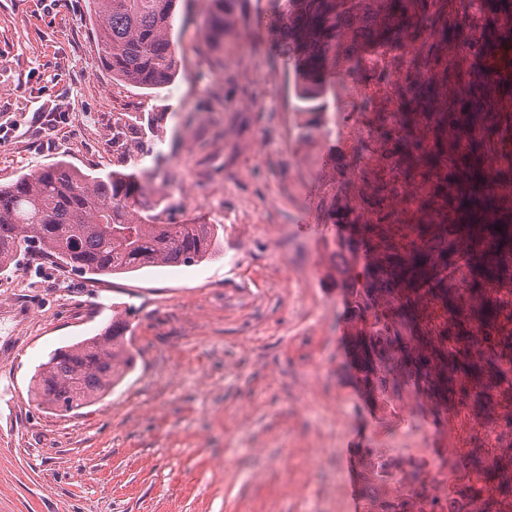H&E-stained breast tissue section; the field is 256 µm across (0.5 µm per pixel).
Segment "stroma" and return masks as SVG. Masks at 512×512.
I'll use <instances>...</instances> for the list:
<instances>
[{
	"instance_id": "1",
	"label": "stroma",
	"mask_w": 512,
	"mask_h": 512,
	"mask_svg": "<svg viewBox=\"0 0 512 512\" xmlns=\"http://www.w3.org/2000/svg\"><path fill=\"white\" fill-rule=\"evenodd\" d=\"M88 3L0 0V186L59 160L91 174L153 166L171 222L223 225L224 240L189 266L80 276L33 252L0 272V512H345L336 489L360 475L346 458L365 451L390 457L392 497L428 483L429 462L463 480L459 458L483 445L486 407L456 416L458 453L444 455L420 436L437 404L411 388L372 402L338 345L355 334L346 296L358 274L330 205L372 225L375 247L424 225L451 230L452 264L476 233L453 208L424 207L435 178L396 172L383 148L356 157L353 128L374 130L396 103V61L383 79H336L323 114L297 112L290 128L297 77L270 0H240L220 53L200 30L208 0H179V71L157 90L97 65ZM443 55L433 110L450 118L482 74L474 51ZM509 100L488 90L462 137L493 171L480 193L512 220V167L488 121ZM333 122L345 135L328 134ZM116 315L130 323L126 379L73 413L39 407L38 366Z\"/></svg>"
}]
</instances>
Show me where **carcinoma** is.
<instances>
[{
  "instance_id": "obj_1",
  "label": "carcinoma",
  "mask_w": 512,
  "mask_h": 512,
  "mask_svg": "<svg viewBox=\"0 0 512 512\" xmlns=\"http://www.w3.org/2000/svg\"><path fill=\"white\" fill-rule=\"evenodd\" d=\"M178 0H91L96 19L99 62L112 77L146 90L170 83L179 66L171 26ZM238 0H209L201 25L205 43L224 46V35L235 24ZM446 0H280L276 37L304 78L296 97L323 109V72L339 68L353 76L367 53L374 62L381 51H401L402 75L397 92L409 102L430 100L433 88L422 70L439 64L435 51L457 39L460 26L448 23ZM435 18L434 39L428 52L404 55L412 35ZM483 87L471 82L460 101L456 125L464 128L478 106ZM407 139L403 109L385 114L380 129L359 148L395 146ZM448 143L436 142L419 151L437 166ZM154 168L112 170L95 176L65 161L23 175L0 187V270L18 253L36 244L55 262L74 272L116 275L147 266L189 265L220 251L222 224H169L166 198L158 194ZM448 242L426 249L411 241L391 245L361 273L363 288L352 310L362 324L353 345L354 364L370 390L381 395L412 385L431 395L461 403L489 393L499 414L512 425V342L494 336L501 321L512 322V300L482 301L480 335L466 345L448 336L446 312L432 328L433 335L417 336L423 310L438 297L448 302ZM129 322L114 316L98 336L55 350L40 365L33 382L39 405L71 412L108 394L133 363L125 344ZM467 482L448 493V512H512V455L476 448L463 459ZM375 464L362 472L369 512H417L414 493L394 501L378 497Z\"/></svg>"
}]
</instances>
